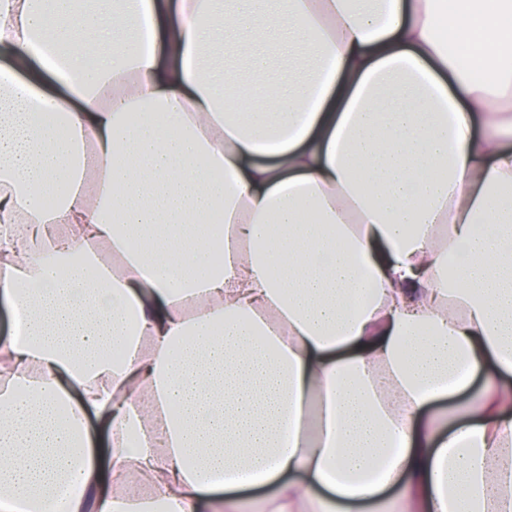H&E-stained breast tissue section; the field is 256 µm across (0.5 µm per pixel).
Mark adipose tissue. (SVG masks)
Returning a JSON list of instances; mask_svg holds the SVG:
<instances>
[{
	"mask_svg": "<svg viewBox=\"0 0 512 512\" xmlns=\"http://www.w3.org/2000/svg\"><path fill=\"white\" fill-rule=\"evenodd\" d=\"M1 47L64 90L0 70V512H512V0H0Z\"/></svg>",
	"mask_w": 512,
	"mask_h": 512,
	"instance_id": "obj_1",
	"label": "adipose tissue"
}]
</instances>
